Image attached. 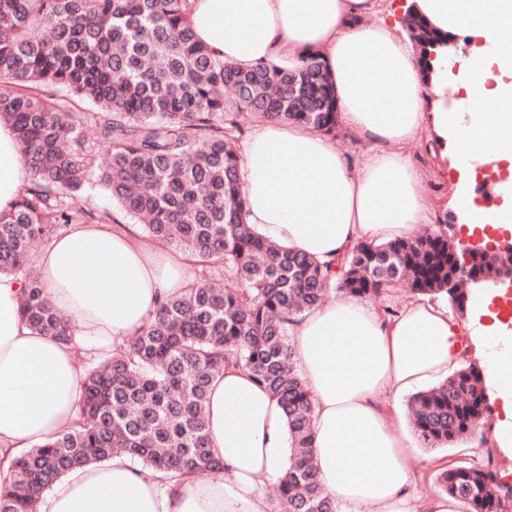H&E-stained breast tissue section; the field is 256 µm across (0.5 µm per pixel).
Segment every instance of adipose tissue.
Returning <instances> with one entry per match:
<instances>
[{
	"mask_svg": "<svg viewBox=\"0 0 512 512\" xmlns=\"http://www.w3.org/2000/svg\"><path fill=\"white\" fill-rule=\"evenodd\" d=\"M441 33L465 38L470 54L458 75L439 47L431 73L403 31L401 8ZM198 40L217 59L244 68L294 69L309 56L324 65L337 124L378 146L349 169L331 139L311 127L268 122L241 144L239 186L246 221L272 242L321 262H336L362 242H387L424 223L432 200L405 152L424 134L452 143L461 173L452 203L470 226L512 220V176L497 202L478 203L475 171L512 173V0H187ZM30 180L16 133L0 121V212ZM46 298L62 321L79 325L64 342L19 316L20 284L0 276V476L10 459L50 440L76 417L84 357L137 335L167 297L196 279L193 258L141 234L134 224H73L37 257ZM491 295H478L469 325L484 348V385L505 414L494 434L512 448V333L481 324ZM447 307L416 295L392 319L346 297L288 325L314 403L312 452L325 492L344 512H412L404 489L412 445L395 426L401 399L444 379L465 361ZM210 446L224 477L170 482L115 456L68 472L47 490L39 512H272L264 484L288 469L286 417L248 371L228 366L210 385Z\"/></svg>",
	"mask_w": 512,
	"mask_h": 512,
	"instance_id": "adipose-tissue-1",
	"label": "adipose tissue"
}]
</instances>
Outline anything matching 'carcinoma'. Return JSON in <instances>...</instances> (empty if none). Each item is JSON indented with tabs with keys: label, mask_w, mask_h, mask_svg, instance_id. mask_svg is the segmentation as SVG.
I'll return each mask as SVG.
<instances>
[{
	"label": "carcinoma",
	"mask_w": 512,
	"mask_h": 512,
	"mask_svg": "<svg viewBox=\"0 0 512 512\" xmlns=\"http://www.w3.org/2000/svg\"><path fill=\"white\" fill-rule=\"evenodd\" d=\"M186 0H0V120L26 155L30 182L0 213V275L21 283L20 315L31 329L72 339L31 272L33 246L80 224L79 192L97 175L112 200L147 220L149 235L198 261L196 282L163 302L141 334L85 366L77 420L11 460L0 480V512H36L43 493L70 470L127 455L145 468L221 476L207 434L212 378L234 364L282 406L290 439L278 481L280 512H340L323 490L312 448L314 402L294 359L286 323L332 290L376 300L402 281L462 311L466 290L448 287L460 267L492 276L498 258L462 260L439 230L362 243L337 265L283 248L246 223L233 146L242 119L304 124L331 134L336 100L316 57L293 70L243 69L212 56L195 37ZM411 37L447 43L419 18ZM83 102L96 107L80 112ZM91 129L107 147L101 168L87 148ZM220 277L235 287L219 291ZM410 425L427 448L463 442L489 409L481 371L470 364L412 395ZM438 490L470 512H499L501 485L488 463L441 471Z\"/></svg>",
	"instance_id": "carcinoma-1"
}]
</instances>
